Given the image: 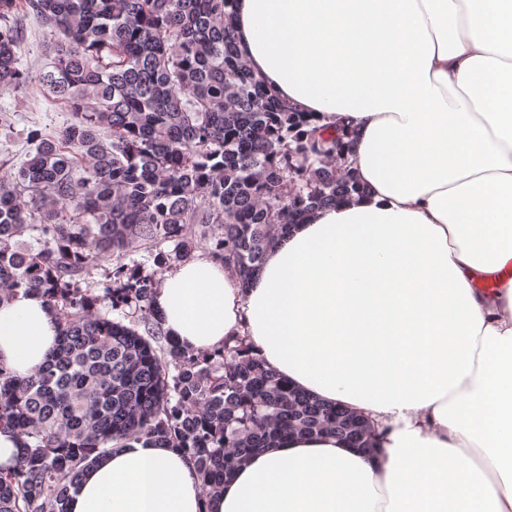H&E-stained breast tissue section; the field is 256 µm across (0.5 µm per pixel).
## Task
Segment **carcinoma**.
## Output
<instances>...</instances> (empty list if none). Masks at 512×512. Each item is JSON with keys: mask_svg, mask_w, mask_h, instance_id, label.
Returning a JSON list of instances; mask_svg holds the SVG:
<instances>
[{"mask_svg": "<svg viewBox=\"0 0 512 512\" xmlns=\"http://www.w3.org/2000/svg\"><path fill=\"white\" fill-rule=\"evenodd\" d=\"M235 2L0 0V95L35 85L70 112L54 136L30 129L33 152L0 176V301L38 294L59 328L30 374L0 367V426L23 442L0 465V512H67L83 470L131 441L188 454L207 492L289 432L374 449L365 419L289 388L245 338L183 350L135 257L155 251L158 274L209 245L246 287L305 213L360 190L343 135L302 131L247 68ZM28 18L53 36L39 70ZM103 262L96 295L81 277Z\"/></svg>", "mask_w": 512, "mask_h": 512, "instance_id": "cac0c4a2", "label": "carcinoma"}]
</instances>
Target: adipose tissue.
I'll list each match as a JSON object with an SVG mask.
<instances>
[{"instance_id": "adipose-tissue-1", "label": "adipose tissue", "mask_w": 512, "mask_h": 512, "mask_svg": "<svg viewBox=\"0 0 512 512\" xmlns=\"http://www.w3.org/2000/svg\"><path fill=\"white\" fill-rule=\"evenodd\" d=\"M236 46L310 127L344 129L360 192L311 211L249 287L201 256L154 306L192 352L246 337L288 383L372 427L291 433L205 492L132 442L69 512H512V0H238ZM58 341L43 298L0 303V367Z\"/></svg>"}]
</instances>
